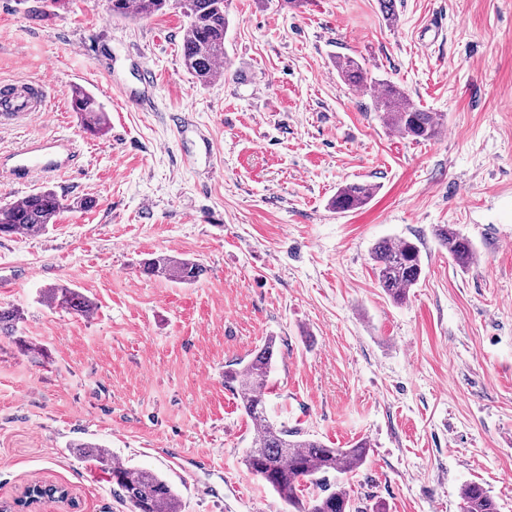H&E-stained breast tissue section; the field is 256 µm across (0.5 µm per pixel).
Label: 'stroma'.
<instances>
[{"instance_id": "35a3bbf8", "label": "stroma", "mask_w": 512, "mask_h": 512, "mask_svg": "<svg viewBox=\"0 0 512 512\" xmlns=\"http://www.w3.org/2000/svg\"><path fill=\"white\" fill-rule=\"evenodd\" d=\"M0 0V82L45 84L51 115L0 119V156L53 135L83 147L40 182L0 176V203L41 188L65 204L36 236L0 237V502L36 480L76 510L130 512L101 445L163 475L183 512H289L243 458L254 427L225 371L269 336L271 421L346 448L367 439L344 486L364 512H459L481 483L512 512V0H230L222 74L200 84L174 11L113 16L108 0ZM441 113L412 141L384 125L336 59ZM156 75L143 88L141 68ZM108 114L83 131L74 86ZM375 186L345 214L338 187ZM95 199L89 210L76 208ZM476 248L461 270L433 235ZM409 239L424 274L406 303L378 288L369 253ZM198 261L197 282L146 275L145 259ZM66 285L95 302L50 306ZM40 347L31 357L18 346Z\"/></svg>"}]
</instances>
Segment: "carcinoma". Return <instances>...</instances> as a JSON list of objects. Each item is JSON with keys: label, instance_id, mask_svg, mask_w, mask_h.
<instances>
[{"label": "carcinoma", "instance_id": "1", "mask_svg": "<svg viewBox=\"0 0 512 512\" xmlns=\"http://www.w3.org/2000/svg\"><path fill=\"white\" fill-rule=\"evenodd\" d=\"M112 14L123 18H144L177 9L187 19L182 58L187 71L201 83L215 76V65L224 60V35L228 26L229 0H110ZM336 71L348 83H366L363 66L352 58L336 61ZM374 110L384 124L412 140H430L437 136L443 118L435 112L417 107L399 87L387 82L371 92ZM70 106L80 119L82 128L92 134L107 129V116L93 94L83 87L72 90ZM375 192L372 184L347 183L339 187L331 206L338 213L357 210L368 203ZM64 204L51 189L31 193L24 198L0 204V235L15 236L40 233L55 223ZM439 245L460 269L473 265L475 249L471 240L450 224L434 226ZM372 270L378 287L396 304L403 303L409 288L423 274L421 250L408 240L379 241L370 252ZM143 271L155 277L180 284L196 282L202 265L186 258L157 256L143 263ZM47 298L55 308L87 314L93 302L73 288L57 286L48 289ZM21 315L14 309L0 308V333L12 335ZM276 337L268 336L240 369L224 372V383L237 393L240 406L257 429L252 448L244 457L247 470L260 478L293 512H352L354 504L342 483L336 488L327 484V475H348L367 461L370 444L360 439L349 448H329L322 442L301 436L297 431L270 422L265 406V387L276 360ZM85 456L93 459L109 473L112 483L123 492L132 512H182V504L173 486L159 474L123 466L112 461L108 450L95 444H84ZM66 503L76 506L67 487L36 482L29 485L24 498L13 506H29L41 502ZM460 512H498V504L489 491L478 483L465 485L460 492Z\"/></svg>", "mask_w": 512, "mask_h": 512}]
</instances>
